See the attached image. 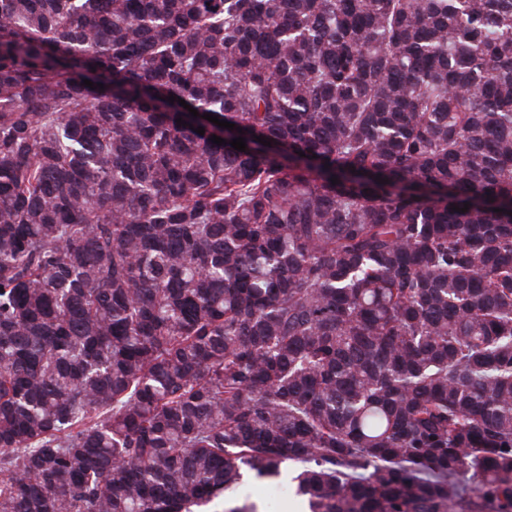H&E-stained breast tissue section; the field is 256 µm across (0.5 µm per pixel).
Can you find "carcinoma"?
I'll use <instances>...</instances> for the list:
<instances>
[{"mask_svg": "<svg viewBox=\"0 0 512 512\" xmlns=\"http://www.w3.org/2000/svg\"><path fill=\"white\" fill-rule=\"evenodd\" d=\"M288 462L512 512V0H0V512Z\"/></svg>", "mask_w": 512, "mask_h": 512, "instance_id": "obj_1", "label": "carcinoma"}]
</instances>
